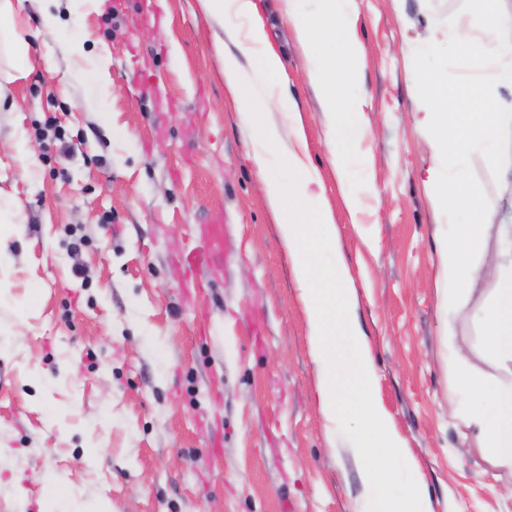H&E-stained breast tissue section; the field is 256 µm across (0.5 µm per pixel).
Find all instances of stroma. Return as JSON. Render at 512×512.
Returning <instances> with one entry per match:
<instances>
[{"mask_svg": "<svg viewBox=\"0 0 512 512\" xmlns=\"http://www.w3.org/2000/svg\"><path fill=\"white\" fill-rule=\"evenodd\" d=\"M256 4L284 65L267 120L285 137L289 113L302 117L378 396L418 461L390 493L421 483L428 512H512V470L458 416L471 396L455 388L451 353L487 386L512 372L483 356L476 323L443 319L434 227L469 215L437 204L421 124L418 71L444 68L452 88L462 73L461 53L428 36L466 25L465 0H353L364 65L347 95L363 103L364 134L343 181L288 0ZM16 10L31 57L53 56L58 73L0 56L19 106L0 112V140L35 151L24 162L0 149V190L22 216L0 225V512H17L8 481L19 470L54 471L112 512H367L348 448L355 422L320 411L294 260L265 198L263 178L290 174L273 157L258 176L240 120L260 108L265 78L245 57L241 96L224 86L220 53L236 47L215 38L248 21L211 17L199 0H78L48 37L33 0ZM75 37L86 40L79 60L66 51ZM56 78L70 97L51 94ZM348 191L361 201L354 218ZM218 212L227 261L188 287V227Z\"/></svg>", "mask_w": 512, "mask_h": 512, "instance_id": "stroma-1", "label": "stroma"}]
</instances>
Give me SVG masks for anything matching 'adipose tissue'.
Wrapping results in <instances>:
<instances>
[{
    "label": "adipose tissue",
    "mask_w": 512,
    "mask_h": 512,
    "mask_svg": "<svg viewBox=\"0 0 512 512\" xmlns=\"http://www.w3.org/2000/svg\"><path fill=\"white\" fill-rule=\"evenodd\" d=\"M320 17L289 10L288 22L306 56L312 59L307 78L320 94L321 107L331 134L340 136L355 125L354 109L342 104L343 80L354 78L362 55L348 0H321ZM473 26L449 32V46L462 48L468 75L456 91L438 75H430L427 130L448 174L436 181L437 202L448 211L469 213L468 223L453 231L437 230L444 289L441 304L449 320L471 312L481 329L482 351L488 358L512 363V226H501L495 256L486 251L492 203L468 175L466 161L476 150H489V162L501 177L512 176V102L499 98L498 89L512 88V12L502 0H465ZM262 27L250 25L236 45L244 56L257 57L261 73L269 79L284 72L281 57L265 49ZM277 96H268L261 112H245L241 122L256 149L252 160L264 174L271 156L288 167L289 181L265 178L268 206L294 258V275L301 291L312 353L320 369L319 402L327 422L350 416L359 426L351 442L369 491L370 512H422L424 495L409 487L404 498L386 496L388 484L397 482L415 467L389 415L375 399L378 377L370 351L360 342L361 331L352 316L354 287L346 259L338 245V230L322 194L313 192L318 175L305 150L299 126L282 142L268 125L265 114L277 107ZM332 254V262L318 265L317 253ZM494 283L487 304L471 301L474 285ZM340 336L356 337L351 355L336 347ZM460 390L477 392L465 414L467 425L477 430V441L492 462L512 468V381L483 391L481 382L466 367L457 370ZM41 491V512H112L107 501L85 500L68 491L61 478L47 471L33 477Z\"/></svg>",
    "instance_id": "1"
}]
</instances>
